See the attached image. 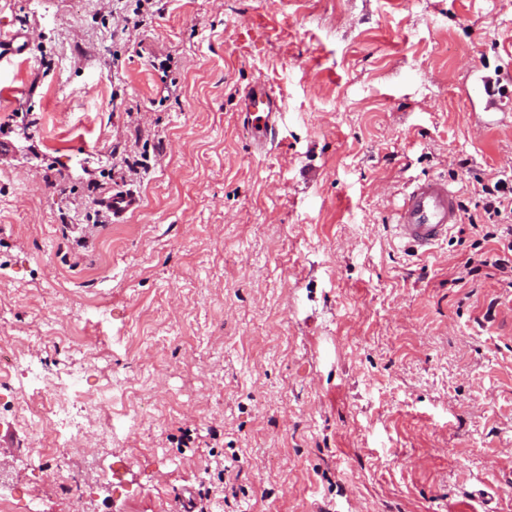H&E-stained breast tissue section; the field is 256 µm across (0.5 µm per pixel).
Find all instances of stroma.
Returning a JSON list of instances; mask_svg holds the SVG:
<instances>
[{
	"instance_id": "35a3bbf8",
	"label": "stroma",
	"mask_w": 512,
	"mask_h": 512,
	"mask_svg": "<svg viewBox=\"0 0 512 512\" xmlns=\"http://www.w3.org/2000/svg\"><path fill=\"white\" fill-rule=\"evenodd\" d=\"M1 28L33 43L0 63V512H176L201 485L208 512H512L499 246L393 232L414 180L480 219L512 175V114L477 91L512 69V0H0ZM116 145L148 158L127 185ZM92 176L139 209L103 223ZM30 369L116 384L93 436L52 447ZM276 105L270 93L262 86L250 88L243 99L242 112L247 127L258 143L266 142L275 130Z\"/></svg>"
}]
</instances>
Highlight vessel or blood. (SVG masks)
I'll return each instance as SVG.
<instances>
[{
    "mask_svg": "<svg viewBox=\"0 0 512 512\" xmlns=\"http://www.w3.org/2000/svg\"><path fill=\"white\" fill-rule=\"evenodd\" d=\"M29 41L20 34L0 30V62L24 55ZM276 105L270 93L261 86L250 88L243 99L242 112L257 142H266L275 130ZM135 193H113L105 205L113 217L120 218L136 208ZM460 221V208L455 191L447 180L432 178L412 183L403 194L395 212L394 228L398 239L419 250L428 251L447 238Z\"/></svg>",
    "mask_w": 512,
    "mask_h": 512,
    "instance_id": "obj_1",
    "label": "vessel or blood"
}]
</instances>
